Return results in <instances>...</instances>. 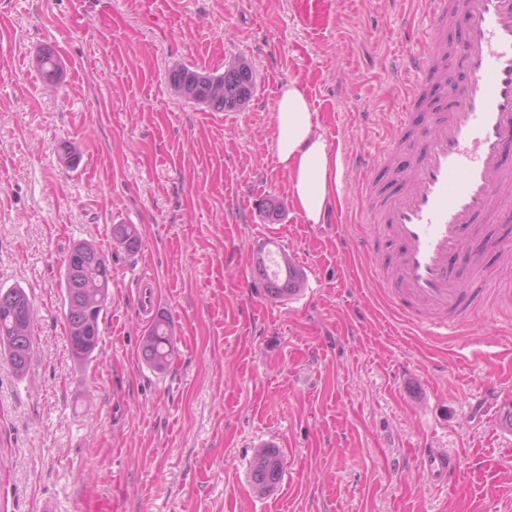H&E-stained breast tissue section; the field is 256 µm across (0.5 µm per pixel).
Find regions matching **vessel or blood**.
I'll list each match as a JSON object with an SVG mask.
<instances>
[{
  "instance_id": "1",
  "label": "vessel or blood",
  "mask_w": 512,
  "mask_h": 512,
  "mask_svg": "<svg viewBox=\"0 0 512 512\" xmlns=\"http://www.w3.org/2000/svg\"><path fill=\"white\" fill-rule=\"evenodd\" d=\"M429 32L409 66L417 79L397 134L370 154L364 184L389 168L398 193L373 208L395 251L383 285L396 311L431 335L454 331L464 314L461 288L476 253L503 249L477 229L501 207L512 183V0H427ZM455 27L448 44L444 31ZM154 281H140L139 317L152 324ZM459 464L439 448L421 449L417 470L428 482L454 485Z\"/></svg>"
}]
</instances>
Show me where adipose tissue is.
<instances>
[{"label":"adipose tissue","mask_w":512,"mask_h":512,"mask_svg":"<svg viewBox=\"0 0 512 512\" xmlns=\"http://www.w3.org/2000/svg\"><path fill=\"white\" fill-rule=\"evenodd\" d=\"M275 154L293 202L306 222L323 223L341 194L343 156L320 133L304 88L288 82L274 105Z\"/></svg>","instance_id":"1"}]
</instances>
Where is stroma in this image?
<instances>
[{
	"mask_svg": "<svg viewBox=\"0 0 512 512\" xmlns=\"http://www.w3.org/2000/svg\"><path fill=\"white\" fill-rule=\"evenodd\" d=\"M425 0H0V287L37 311L24 376L0 359V512H512V316L495 288L512 255L475 259L491 290L453 336L412 328L373 279L391 251L352 257L370 229L359 177L335 212L307 223L276 160L273 105L306 89L350 158L393 132L409 35ZM62 80L35 68L44 46ZM243 61L251 99L213 112L173 94L177 63L210 73ZM78 149L64 164L61 141ZM277 202L268 215L267 202ZM136 225L137 253L112 239ZM306 279L271 296L254 267L269 239ZM95 243L112 268L91 366L71 357L59 270ZM152 274L176 344L143 360L138 272ZM460 460L453 487L414 467L424 446ZM278 448L281 482L249 481Z\"/></svg>",
	"mask_w": 512,
	"mask_h": 512,
	"instance_id": "obj_1",
	"label": "stroma"
}]
</instances>
